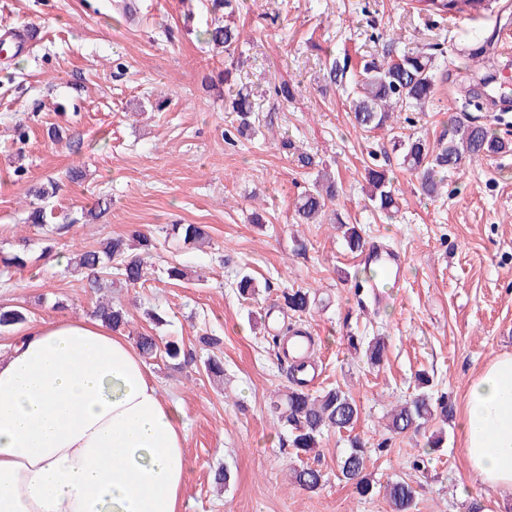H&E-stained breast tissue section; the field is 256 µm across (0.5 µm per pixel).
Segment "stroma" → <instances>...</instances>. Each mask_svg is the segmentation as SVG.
<instances>
[{
	"instance_id": "obj_1",
	"label": "stroma",
	"mask_w": 512,
	"mask_h": 512,
	"mask_svg": "<svg viewBox=\"0 0 512 512\" xmlns=\"http://www.w3.org/2000/svg\"><path fill=\"white\" fill-rule=\"evenodd\" d=\"M490 3L448 15L430 0H244L236 84L250 93L256 121L242 134L228 92L211 85L225 64L204 40L207 0H141L134 20L116 0H0V29L37 33L25 52L0 51V256L22 248L28 257L24 269L0 268V305L24 307L30 327L92 315L98 296L67 258L113 236L151 238L147 282L111 292L128 313V340L149 332L193 353L185 365L147 363L187 424L181 512H390L384 488L397 480L417 487L413 512H512V497L495 501L472 482L457 421L470 381L512 352V150L464 165L438 196H422L385 132L354 126L348 83L328 79L335 61L356 72L385 51L431 46L440 65L434 99L426 111L395 113L402 132L437 143L461 103L482 94L494 102L476 122L512 141V45L500 40L512 31V0ZM477 49L481 69L470 57ZM283 84L291 97L276 94ZM52 126L64 130L60 142L49 140ZM305 154L315 168L301 165ZM76 163L78 181L68 176ZM375 166L393 183L389 217L368 198L365 170ZM318 168L341 186L330 213L357 225L366 243L403 254L401 284L383 298L365 288L366 268L333 224L295 222L296 198ZM51 180L56 193L36 198ZM103 197L109 212L80 222ZM36 206L45 226L26 221ZM169 224L204 225L207 237L184 244L166 236ZM170 266L184 278L167 279ZM243 272L260 289L254 298L236 288ZM291 288L316 294L301 321L321 372L309 393L338 386L361 409L353 433L322 435L309 463L324 482L313 493L289 481L299 460L270 411L290 384L289 365L260 321ZM148 309L163 323L150 322ZM352 336L385 337L383 363L368 365ZM211 354L222 358L223 377L207 374ZM422 372L453 419L386 434L387 412L412 397ZM354 435L371 450L373 491L364 497L338 470ZM434 435L441 444L427 448ZM219 470L229 484H215Z\"/></svg>"
}]
</instances>
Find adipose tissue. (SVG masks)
<instances>
[{"instance_id": "1", "label": "adipose tissue", "mask_w": 512, "mask_h": 512, "mask_svg": "<svg viewBox=\"0 0 512 512\" xmlns=\"http://www.w3.org/2000/svg\"><path fill=\"white\" fill-rule=\"evenodd\" d=\"M459 427L470 475L512 496V352ZM187 473L183 417L108 324L44 319L0 359V512H180Z\"/></svg>"}]
</instances>
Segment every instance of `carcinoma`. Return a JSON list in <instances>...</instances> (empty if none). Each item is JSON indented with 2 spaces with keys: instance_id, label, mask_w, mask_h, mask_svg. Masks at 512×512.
Returning <instances> with one entry per match:
<instances>
[{
  "instance_id": "carcinoma-1",
  "label": "carcinoma",
  "mask_w": 512,
  "mask_h": 512,
  "mask_svg": "<svg viewBox=\"0 0 512 512\" xmlns=\"http://www.w3.org/2000/svg\"><path fill=\"white\" fill-rule=\"evenodd\" d=\"M486 0H443L436 4L440 11L458 14L478 12ZM211 12L224 14V21H215L207 28V42L215 50L224 52L229 66L224 68L223 82L235 66V51L240 44V32L234 16L239 11L240 0H210ZM438 65L435 56L422 49L416 52L403 51L380 59L364 61L355 81L353 112L357 127L366 132L389 127L392 114L402 111L422 112L430 103L436 86ZM233 111L238 113L240 127L251 125L254 107L250 94L238 89L231 98ZM393 150L402 157V164L415 174L423 194L438 195L446 177L467 161L492 157L512 149L509 142L498 137L490 128L457 116L448 119V131L437 144L432 145L419 136L395 132L391 137ZM370 191L369 199L374 207L383 213H390L395 207L391 180L385 172L366 169ZM338 195V186L331 176L323 171L317 173L309 187L300 195L295 205L297 219L302 223H314L323 219L327 203ZM339 229L352 251L363 249L364 243L355 225L337 222ZM166 233L185 243H198L204 239V230L197 224H172ZM140 252L135 253L122 237L103 240L94 250L77 252L73 264L87 274V283L95 291L103 288L102 275L111 273L117 265L121 283L137 286L146 281L148 274V247L150 242L144 235L139 236ZM286 308L301 316L311 311L315 299L307 290L283 292ZM95 315L112 328L118 329L127 323L126 312L109 303H99ZM26 321V315L19 306L0 307V329H9ZM136 344L142 355L151 359L162 355L168 359L187 356L184 347L176 341H161L159 337L142 333ZM386 355L383 338H375L365 349L367 362L379 366ZM430 378L424 373L416 377L417 394L413 399L394 406L386 424L387 430L400 435L410 430L419 431L432 421L448 423L453 407L445 399H433L428 393ZM272 412L278 423L288 428L290 446L296 456L310 455L319 447L324 432L336 429L351 431L360 417V406L356 400L340 387H331L313 396L303 388L292 385L288 391L276 395L271 402ZM368 448L357 437L351 441L349 450L339 460V470L355 492L366 496L372 492L373 484L366 473ZM293 485L307 491L318 489L323 482V473L311 465L293 467L289 472ZM417 496L416 487L406 481H392L386 485L385 497L392 512H411Z\"/></svg>"
}]
</instances>
